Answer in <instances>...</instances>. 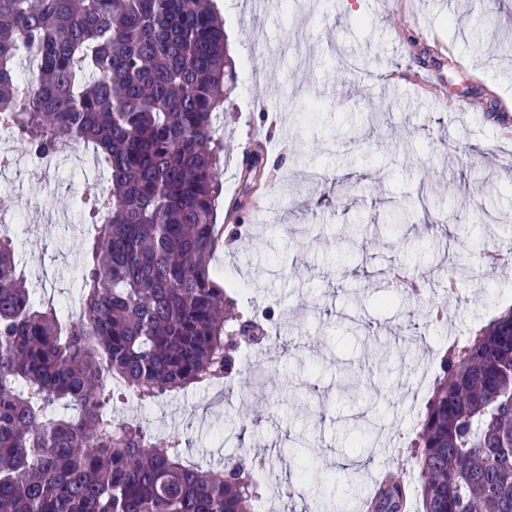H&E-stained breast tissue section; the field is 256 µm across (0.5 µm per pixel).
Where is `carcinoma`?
Here are the masks:
<instances>
[{
	"label": "carcinoma",
	"mask_w": 512,
	"mask_h": 512,
	"mask_svg": "<svg viewBox=\"0 0 512 512\" xmlns=\"http://www.w3.org/2000/svg\"><path fill=\"white\" fill-rule=\"evenodd\" d=\"M36 59L22 79L17 61ZM214 0H0V129L34 157L95 151L107 195L83 200L77 319L32 297L0 232V512H255L261 458L183 463L112 415L232 374L269 341L212 266L224 150L216 123L237 75ZM391 288L419 295L407 273ZM420 512H512V310L448 345L416 421ZM385 473L371 512H406Z\"/></svg>",
	"instance_id": "cac0c4a2"
}]
</instances>
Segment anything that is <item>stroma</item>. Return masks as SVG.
I'll return each mask as SVG.
<instances>
[{"label": "stroma", "instance_id": "1", "mask_svg": "<svg viewBox=\"0 0 512 512\" xmlns=\"http://www.w3.org/2000/svg\"><path fill=\"white\" fill-rule=\"evenodd\" d=\"M216 2L238 74L218 130L217 224L239 222L241 236L214 264L240 311H272L271 336L288 347L258 358L272 385L242 366L225 408L194 386L112 411L157 435L183 432L188 464L264 455L271 512H310L321 486L335 491L325 512H356L382 468L413 478L407 445L431 395H412L416 369L438 372L449 341L512 307V265L485 259L512 240V0H288L260 12ZM0 145L21 162L0 173V192L15 201L26 276L36 298L70 308L89 171L71 154L38 181L12 134ZM259 148L265 167L245 178ZM398 209L411 223H386ZM351 224L384 232L361 249L345 238ZM396 265L425 283L421 301L380 288ZM453 267L464 276L452 290ZM434 303L448 318L428 328ZM361 414L380 423L358 445ZM299 440L310 468L288 479L279 455Z\"/></svg>", "mask_w": 512, "mask_h": 512}]
</instances>
